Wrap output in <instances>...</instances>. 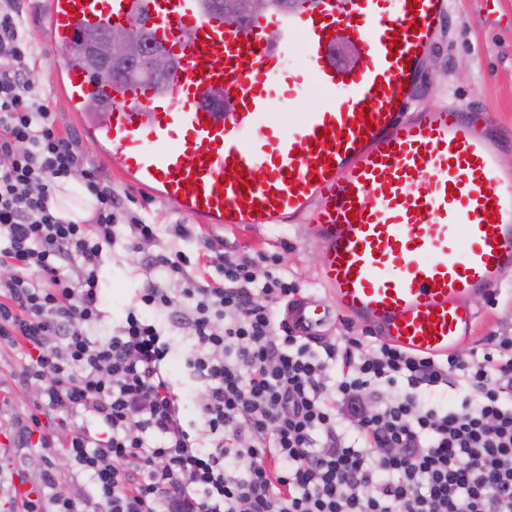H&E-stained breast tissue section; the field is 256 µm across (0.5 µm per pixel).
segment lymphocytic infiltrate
I'll use <instances>...</instances> for the list:
<instances>
[{"instance_id":"1","label":"lymphocytic infiltrate","mask_w":512,"mask_h":512,"mask_svg":"<svg viewBox=\"0 0 512 512\" xmlns=\"http://www.w3.org/2000/svg\"><path fill=\"white\" fill-rule=\"evenodd\" d=\"M35 58L19 0H0V346L20 350L38 390L19 437L44 461L15 512H512V336L470 358L359 338L318 350L276 324L275 306L300 292L276 256L240 259L206 239L215 273L199 281L177 248L144 254L155 227L132 216L127 247L160 276L111 337L92 339L115 198L37 98ZM73 175L95 201L81 222L53 201ZM144 306L196 341L187 366L208 446L161 370L169 345ZM447 382L454 405L423 400ZM60 452L93 499L62 483Z\"/></svg>"}]
</instances>
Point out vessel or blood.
<instances>
[{
  "label": "vessel or blood",
  "instance_id": "vessel-or-blood-1",
  "mask_svg": "<svg viewBox=\"0 0 512 512\" xmlns=\"http://www.w3.org/2000/svg\"><path fill=\"white\" fill-rule=\"evenodd\" d=\"M417 4L304 0L242 24L213 0H46L43 43L83 141L129 186L210 226L313 222L325 294L286 307L296 335L316 338L341 311L384 342L438 356L471 336L479 313L468 297L497 291L512 270V169L492 115L412 111L450 12L449 0ZM138 18L173 55L172 75L92 79L77 37ZM342 39L357 45L356 64L338 63ZM296 44L301 74L285 69ZM308 82L326 102L294 124L266 121L275 89L291 101ZM93 96L101 110L88 111Z\"/></svg>",
  "mask_w": 512,
  "mask_h": 512
}]
</instances>
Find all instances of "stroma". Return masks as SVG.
Segmentation results:
<instances>
[{"instance_id":"stroma-1","label":"stroma","mask_w":512,"mask_h":512,"mask_svg":"<svg viewBox=\"0 0 512 512\" xmlns=\"http://www.w3.org/2000/svg\"><path fill=\"white\" fill-rule=\"evenodd\" d=\"M434 45L423 68L414 109H431L452 102L467 105L491 113L503 136L512 139V0H452L450 16L439 28ZM35 77L41 97L53 110L59 132L78 135L79 128L65 99L53 91V74L46 56H39ZM108 180L117 195L119 208L131 210L155 225L157 239L153 250L175 244L193 258L199 250L200 238L206 237L222 241L228 249L244 257L259 252L274 254L279 258L280 271L300 284L302 294L323 296L316 277L319 252L311 230L298 231L284 225L262 230L256 236L199 223L195 226L194 239L178 243L170 230L172 225L184 223L185 218L175 204L129 187L117 175H109ZM116 231L117 242L110 253L104 254L98 271L105 305L103 317L92 335L99 340L110 336L121 325L148 277L141 255L125 248L127 227L117 226ZM470 303L480 317L473 335L460 346L461 354L482 350L486 337L512 336V272L505 275L496 296L477 294L471 297ZM160 327L170 345L163 370L177 391L198 390L199 385L191 378L186 365L194 338L165 321ZM19 368V352L0 348V398L9 401L8 407L0 411V472L11 474L14 482L28 489L36 485L42 461L38 455L12 448L8 435L14 417L33 412L38 392L19 381Z\"/></svg>"}]
</instances>
